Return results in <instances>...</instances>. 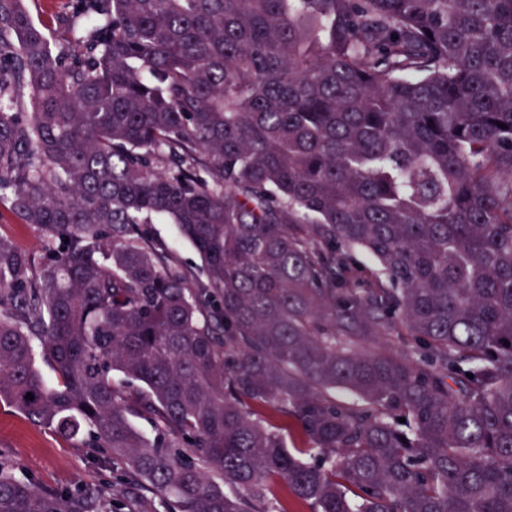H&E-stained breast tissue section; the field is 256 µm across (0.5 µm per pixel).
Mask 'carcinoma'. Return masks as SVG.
<instances>
[{
    "instance_id": "obj_1",
    "label": "carcinoma",
    "mask_w": 512,
    "mask_h": 512,
    "mask_svg": "<svg viewBox=\"0 0 512 512\" xmlns=\"http://www.w3.org/2000/svg\"><path fill=\"white\" fill-rule=\"evenodd\" d=\"M63 23L0 0V205L45 250L0 237V402L165 512H512V0ZM0 512L146 510L0 461ZM152 225L157 238L173 249L177 261L185 268L198 272L202 264L200 255L187 241L178 236L174 225L166 223ZM261 413L264 417L275 427L277 428L283 436L286 438L289 446H292L293 443L301 444L303 441V435L300 429L296 426V424L270 410H261Z\"/></svg>"
}]
</instances>
